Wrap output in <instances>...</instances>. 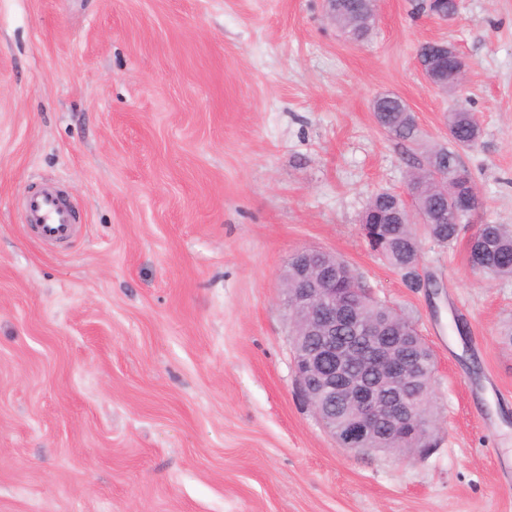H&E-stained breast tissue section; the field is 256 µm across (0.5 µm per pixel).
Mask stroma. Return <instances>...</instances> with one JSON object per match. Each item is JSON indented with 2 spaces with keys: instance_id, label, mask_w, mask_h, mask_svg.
Masks as SVG:
<instances>
[{
  "instance_id": "obj_1",
  "label": "stroma",
  "mask_w": 512,
  "mask_h": 512,
  "mask_svg": "<svg viewBox=\"0 0 512 512\" xmlns=\"http://www.w3.org/2000/svg\"><path fill=\"white\" fill-rule=\"evenodd\" d=\"M417 2L378 0L357 43L325 0H0V512H512V279L468 253L512 225V0ZM430 41L461 90L428 84ZM381 95L416 139L378 126ZM458 107L484 206L423 238L430 297L359 221ZM48 183L80 214L62 244L25 219ZM307 249L433 349L426 455L340 448L302 399L283 276Z\"/></svg>"
}]
</instances>
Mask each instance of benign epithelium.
I'll use <instances>...</instances> for the list:
<instances>
[{"label": "benign epithelium", "mask_w": 512, "mask_h": 512, "mask_svg": "<svg viewBox=\"0 0 512 512\" xmlns=\"http://www.w3.org/2000/svg\"><path fill=\"white\" fill-rule=\"evenodd\" d=\"M336 287V270L314 279L293 263L285 277L293 325V371L310 409L341 448L395 451L401 440L436 429L417 387L419 366L386 343L394 317L368 319L366 289L350 267Z\"/></svg>", "instance_id": "7a95c632"}]
</instances>
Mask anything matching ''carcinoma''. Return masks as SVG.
Returning a JSON list of instances; mask_svg holds the SVG:
<instances>
[{
	"label": "carcinoma",
	"mask_w": 512,
	"mask_h": 512,
	"mask_svg": "<svg viewBox=\"0 0 512 512\" xmlns=\"http://www.w3.org/2000/svg\"><path fill=\"white\" fill-rule=\"evenodd\" d=\"M345 29L351 39L362 41L370 33L372 17L371 4L365 0H340ZM434 14L452 16L458 14V0H439L438 4H428L420 10ZM382 111L376 113V122L385 130L401 139L416 137V126L409 112L401 108V100L386 95L380 97ZM480 135V127L467 109L460 108L448 113V141L451 147L435 149L433 160L437 168L447 174L448 196H443L439 188L428 179L413 183L416 198L440 213L441 219L435 224H424L425 234L432 240L451 245L458 238L463 224L468 222L473 207L449 204L452 197L467 196L476 199L467 171L461 166L457 149L469 147ZM404 210L399 194L383 190L376 193L368 202L365 213L369 245L385 258L388 265L400 275L405 287L412 291L422 288L418 273L416 245L420 243L417 225L400 221L398 211ZM469 257L475 264L496 278L512 279V226L507 224H482L470 240Z\"/></svg>",
	"instance_id": "cac0c4a2"
}]
</instances>
